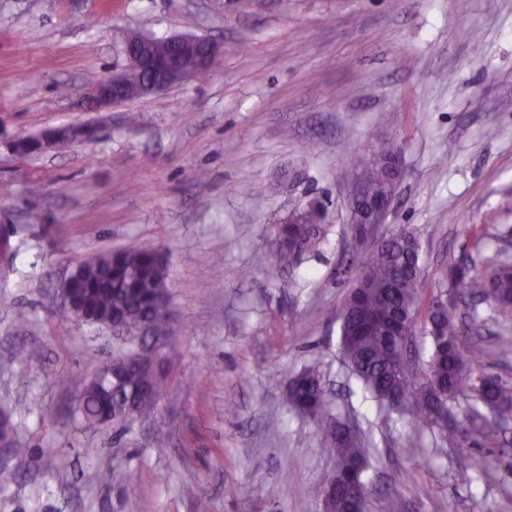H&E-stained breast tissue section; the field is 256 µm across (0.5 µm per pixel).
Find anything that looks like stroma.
Instances as JSON below:
<instances>
[{
	"label": "stroma",
	"instance_id": "1",
	"mask_svg": "<svg viewBox=\"0 0 512 512\" xmlns=\"http://www.w3.org/2000/svg\"><path fill=\"white\" fill-rule=\"evenodd\" d=\"M225 2L0 0V412L26 450L0 448V512H126L131 497L140 512H322L311 489L336 459L284 401L310 366L329 414L374 439L373 498L504 512L512 471L462 474L458 448L380 412L342 359L336 311L350 159L369 143L401 148L376 233L418 234L424 297L449 258L512 253V0ZM133 30L222 53L182 84L87 110V84L126 67ZM87 125L89 139L14 148ZM313 198L326 239L277 273L276 226ZM145 242L167 261L175 327L158 411L128 427L72 418L112 332L60 318L61 285L79 261ZM477 311L485 370L512 384V328Z\"/></svg>",
	"mask_w": 512,
	"mask_h": 512
}]
</instances>
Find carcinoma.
<instances>
[{
    "instance_id": "carcinoma-1",
    "label": "carcinoma",
    "mask_w": 512,
    "mask_h": 512,
    "mask_svg": "<svg viewBox=\"0 0 512 512\" xmlns=\"http://www.w3.org/2000/svg\"><path fill=\"white\" fill-rule=\"evenodd\" d=\"M393 151L391 142L370 146L353 157L351 165L374 187L388 177L380 161ZM326 232L324 224L278 225L273 241L276 269L295 267L304 254L319 247ZM420 261L419 238L406 226L373 240L352 236L347 266L353 273L352 285L338 314L343 359L380 408L400 411L418 428L438 429L444 442L473 435L505 455L512 449V437L507 436L512 386L482 371L488 355L482 342L474 341L463 351L459 340L464 328L461 305L469 298L488 302L498 322L512 324V260L501 251L479 270L460 259H448L445 282L454 293L443 307L436 296L422 303L420 276L413 272ZM166 279L160 251L147 243L80 263L73 291L60 304L61 313L69 319L70 310L82 307L121 321L112 328V374H99L84 387L74 411L84 421L112 418L124 423L130 411L137 418L154 413L164 390L165 352H158L147 366L142 357L153 335L167 343L174 335ZM417 327L427 342L420 377L402 364L407 331ZM465 388L470 390L465 425L443 428L442 414L453 413L452 402ZM284 397L290 409L323 426L329 450L344 472L347 488L326 495L335 481L331 474L318 485L324 512H350V489L372 487L371 441L348 423L328 417L325 390L315 368L292 376ZM485 465V458L464 452L456 459L462 473L480 472Z\"/></svg>"
}]
</instances>
